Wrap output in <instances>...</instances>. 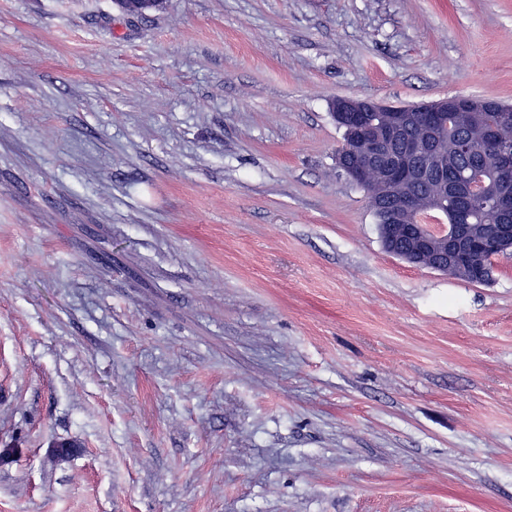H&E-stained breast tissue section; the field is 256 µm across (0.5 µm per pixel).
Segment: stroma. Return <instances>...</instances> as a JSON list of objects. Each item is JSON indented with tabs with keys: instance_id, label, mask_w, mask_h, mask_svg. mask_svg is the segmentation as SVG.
<instances>
[{
	"instance_id": "stroma-1",
	"label": "stroma",
	"mask_w": 512,
	"mask_h": 512,
	"mask_svg": "<svg viewBox=\"0 0 512 512\" xmlns=\"http://www.w3.org/2000/svg\"><path fill=\"white\" fill-rule=\"evenodd\" d=\"M456 94L512 0H0V512H512V255L336 166L332 100Z\"/></svg>"
}]
</instances>
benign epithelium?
<instances>
[{
    "label": "benign epithelium",
    "instance_id": "7a95c632",
    "mask_svg": "<svg viewBox=\"0 0 512 512\" xmlns=\"http://www.w3.org/2000/svg\"><path fill=\"white\" fill-rule=\"evenodd\" d=\"M463 107L464 102L458 98L415 106L387 105L369 98H339L331 103L332 116L346 136L343 148L336 153V161L343 172L363 188L369 186L374 170L384 173L387 223L378 225L383 248L412 265L421 264L423 258L439 248L442 257L427 268L441 273L448 272V265L471 247H484L493 259L512 254V226L486 224L480 235L469 236L457 225L448 223V204L443 198L430 209L438 223L414 225L413 239L406 251L395 250L396 242L405 232L401 223L403 215L412 210L415 203V196L408 187L426 176V172L409 164V158L429 151L434 139L448 128V113L460 112ZM384 109L389 110V118L378 127L372 115ZM410 127L420 128L428 135V140L420 143L404 139ZM477 152L498 157L493 180L453 187L455 203L463 210H476L488 203L500 218L506 219L512 215V150L502 145L497 131L490 130Z\"/></svg>",
    "mask_w": 512,
    "mask_h": 512
}]
</instances>
